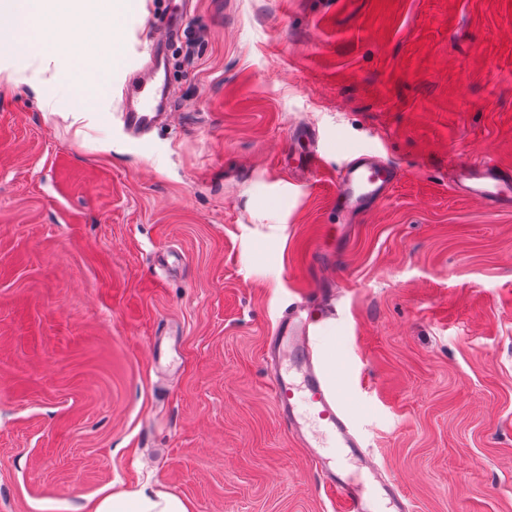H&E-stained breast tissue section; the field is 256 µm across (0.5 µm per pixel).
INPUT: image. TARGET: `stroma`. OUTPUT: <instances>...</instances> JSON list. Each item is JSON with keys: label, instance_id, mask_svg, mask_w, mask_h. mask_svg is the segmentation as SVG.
Instances as JSON below:
<instances>
[{"label": "stroma", "instance_id": "35a3bbf8", "mask_svg": "<svg viewBox=\"0 0 512 512\" xmlns=\"http://www.w3.org/2000/svg\"><path fill=\"white\" fill-rule=\"evenodd\" d=\"M175 120L118 117L152 26ZM73 116L67 64L0 41V512L150 486L193 512H328L267 346L330 254L314 352L412 512H512V212L454 193L512 167V0H133ZM317 129L323 168L293 182ZM399 172L340 227L336 172ZM456 161L452 166L454 189L485 207L512 210V169L497 164L483 152Z\"/></svg>", "mask_w": 512, "mask_h": 512}]
</instances>
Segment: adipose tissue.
I'll return each instance as SVG.
<instances>
[{
  "mask_svg": "<svg viewBox=\"0 0 512 512\" xmlns=\"http://www.w3.org/2000/svg\"><path fill=\"white\" fill-rule=\"evenodd\" d=\"M117 0H0V36L13 50L34 61L67 51L66 28L82 29L100 14L117 11ZM89 512H192L181 496L161 490L102 493L90 502Z\"/></svg>",
  "mask_w": 512,
  "mask_h": 512,
  "instance_id": "obj_1",
  "label": "adipose tissue"
}]
</instances>
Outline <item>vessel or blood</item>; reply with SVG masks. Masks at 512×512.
I'll list each match as a JSON object with an SVG mask.
<instances>
[{"mask_svg":"<svg viewBox=\"0 0 512 512\" xmlns=\"http://www.w3.org/2000/svg\"><path fill=\"white\" fill-rule=\"evenodd\" d=\"M166 95L165 86L146 81L128 84L123 90L120 119L124 129L143 137L157 123ZM454 189L485 207L512 210V169L497 164L488 153L456 161ZM396 172L371 154L348 160L336 174L337 197L344 217L373 211L388 195ZM325 303L309 306L300 301L281 318L268 355L269 389L289 433L305 448L320 477L321 488L332 512H409L399 485L383 477L354 433L343 402L346 391L316 361L309 347L311 336L332 318ZM369 471L374 489L356 478Z\"/></svg>","mask_w":512,"mask_h":512,"instance_id":"b4317fda","label":"vessel or blood"}]
</instances>
